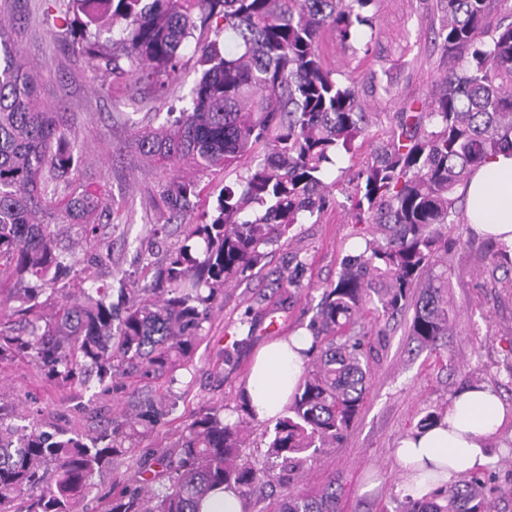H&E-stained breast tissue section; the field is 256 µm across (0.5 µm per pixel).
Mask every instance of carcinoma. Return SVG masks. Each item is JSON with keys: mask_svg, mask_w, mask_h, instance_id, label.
I'll return each instance as SVG.
<instances>
[{"mask_svg": "<svg viewBox=\"0 0 512 512\" xmlns=\"http://www.w3.org/2000/svg\"><path fill=\"white\" fill-rule=\"evenodd\" d=\"M377 0H67L55 20L80 26L92 65L115 79L148 82L162 94L194 44L198 77L190 106L132 142L153 164L173 172L162 198L175 215L201 209L185 225L184 240L158 268L165 284L118 287L88 273L74 286L61 282L71 267L59 248L65 227L77 246L96 239L106 198L73 186L79 172L77 134L39 95L38 76L18 58L0 16V310L24 320L18 334L0 331V361L29 360L66 385H98L117 376L174 377L192 361L205 324L224 305V288L257 268L288 229L320 213L330 197L323 167L369 136L372 113L356 78L339 79L321 42L330 33L346 48L370 29ZM424 19L448 57L429 100L396 116L386 141L344 189L352 223L381 224L383 238L346 256L336 282L323 293L310 323L312 362L274 425L267 465L246 454L255 421L246 393L231 423L224 406L203 405L156 460L154 479L117 488L104 512H200L216 488L251 500L261 485L287 486L307 464L348 434L362 406L370 374L365 327L370 310L393 317L413 311L409 335L439 349L448 335V265L443 229L464 223L458 187L487 158L512 149V0H433ZM112 22L113 51L96 50L97 31ZM244 169L206 208L200 179L181 174ZM495 267L512 270V251L495 245ZM56 296L43 312L39 296ZM156 393L134 415L112 419L96 437L37 423L6 422L0 413V512H79L94 479L127 452L141 429L165 415ZM331 479L313 496L288 494L278 512H336ZM486 476L476 473L429 497L405 495L400 512H492Z\"/></svg>", "mask_w": 512, "mask_h": 512, "instance_id": "carcinoma-1", "label": "carcinoma"}]
</instances>
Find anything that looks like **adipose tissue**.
<instances>
[{
  "instance_id": "ef3b65f1",
  "label": "adipose tissue",
  "mask_w": 512,
  "mask_h": 512,
  "mask_svg": "<svg viewBox=\"0 0 512 512\" xmlns=\"http://www.w3.org/2000/svg\"><path fill=\"white\" fill-rule=\"evenodd\" d=\"M465 219L479 235L512 248V151L503 150L480 166L467 188ZM313 338L300 330L273 340L257 353L244 389L257 421H273L290 402L308 361ZM512 427V407L488 385L473 384L448 402L441 421L403 438L396 459L413 497L428 495L437 484L488 469L495 459L487 443Z\"/></svg>"
}]
</instances>
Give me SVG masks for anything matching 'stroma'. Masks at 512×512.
<instances>
[{"instance_id": "stroma-1", "label": "stroma", "mask_w": 512, "mask_h": 512, "mask_svg": "<svg viewBox=\"0 0 512 512\" xmlns=\"http://www.w3.org/2000/svg\"><path fill=\"white\" fill-rule=\"evenodd\" d=\"M49 4L0 0V14L13 19L8 36L21 57L45 74L43 98L57 108L63 126L79 134L81 181L109 197L110 211L99 229L103 248L79 247L74 253L77 267H91L108 284L115 270L139 271L141 256H162L164 244L150 229L159 221L161 192L171 171L142 163L130 143L141 127L165 124L169 109L188 106L197 74L187 49L182 76L169 86L166 100L128 82L102 91L101 74L80 49L78 33L57 27L47 13ZM425 7V0H378L376 37L359 36L352 56L324 40L328 63L353 71L363 99L376 114L366 142L325 166V183L349 179L362 168L386 140L397 113L424 102L446 70L447 60L422 21ZM349 207L345 196L333 191L321 214L291 227L264 260L259 276L226 288L223 308L214 314L192 364L177 372L175 381L126 378L107 390L94 380L85 387H58L28 361L15 359L0 363V391L7 397L1 409L89 432L138 405L148 391L169 395L168 415L96 479L101 491L113 483H137L144 465L175 440L200 406L218 403L235 411L252 359L264 344L307 327L341 260L352 254L356 239L370 236L369 225L352 224ZM446 237L450 321L440 350L422 347L409 336L408 316L369 315L381 334L371 340L362 408L347 437L318 457L293 485V493L319 491L332 475L337 512H395L406 494L396 448L427 413L444 411L458 390L477 383L491 386L512 406V271L494 268L486 239L472 234L468 225H449ZM294 268L300 271V293L280 302L279 276ZM247 313L253 317L249 326L242 323ZM229 347L236 350L232 367L224 363ZM500 448V439L489 444L497 458L491 499L494 512H512V457H500Z\"/></svg>"}]
</instances>
